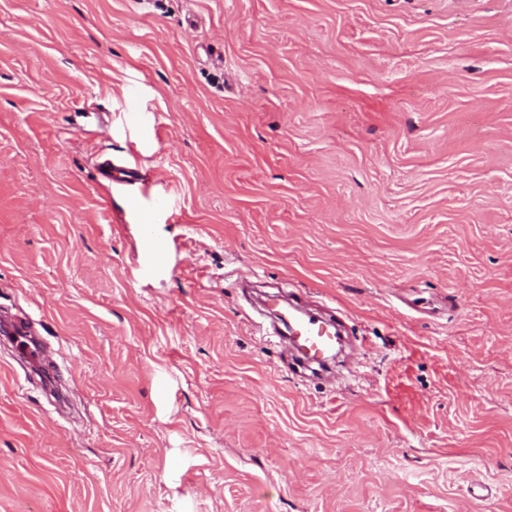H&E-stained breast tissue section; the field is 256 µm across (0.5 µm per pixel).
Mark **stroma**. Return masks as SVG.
I'll use <instances>...</instances> for the list:
<instances>
[{
  "mask_svg": "<svg viewBox=\"0 0 512 512\" xmlns=\"http://www.w3.org/2000/svg\"><path fill=\"white\" fill-rule=\"evenodd\" d=\"M5 316L0 512H512V0H0ZM289 336L292 345L302 355L303 359L310 363L320 365L325 361V354L334 349L338 341V333L332 332L335 324L332 321H318L309 317L299 319L292 325L288 322Z\"/></svg>",
  "mask_w": 512,
  "mask_h": 512,
  "instance_id": "1",
  "label": "stroma"
}]
</instances>
